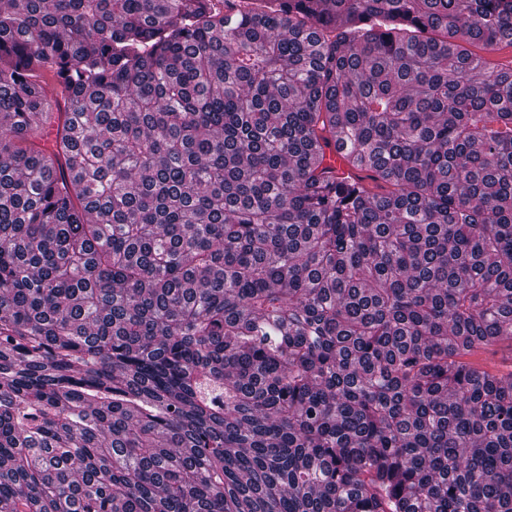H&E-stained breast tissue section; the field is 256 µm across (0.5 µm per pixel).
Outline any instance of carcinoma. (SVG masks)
<instances>
[{
	"mask_svg": "<svg viewBox=\"0 0 512 512\" xmlns=\"http://www.w3.org/2000/svg\"><path fill=\"white\" fill-rule=\"evenodd\" d=\"M476 43L512 0L0 6L9 512H512V372L464 360L512 340Z\"/></svg>",
	"mask_w": 512,
	"mask_h": 512,
	"instance_id": "cac0c4a2",
	"label": "carcinoma"
}]
</instances>
